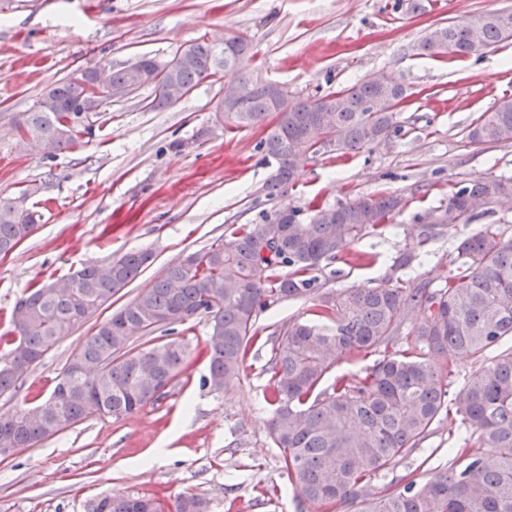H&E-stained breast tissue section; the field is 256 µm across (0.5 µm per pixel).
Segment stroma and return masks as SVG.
Here are the masks:
<instances>
[{"mask_svg":"<svg viewBox=\"0 0 512 512\" xmlns=\"http://www.w3.org/2000/svg\"><path fill=\"white\" fill-rule=\"evenodd\" d=\"M512 11V0H0V194L19 196L43 219L8 257H0V333L34 282L150 252L144 271L113 297L132 302L167 267L252 224L263 213L329 205L378 193L406 204L350 255L323 263L325 289L372 286L406 253L410 277L443 287L459 238L488 224L512 234V207L480 209L468 224L432 229L419 245L420 218L447 203L460 182L512 175V143L473 146V119L512 95V42L479 57H419L412 47L440 25L479 13ZM238 36L251 44L250 72L308 96L384 72L409 100L398 118L405 134L350 157L303 160L295 186L267 196L274 167L256 149L260 126L230 128L218 114L223 81H201L179 103L152 110V86L104 102L91 133L53 158L26 149L13 118L49 85L103 64L142 56L159 62L198 40ZM184 141L182 151L171 144ZM209 325L176 330L188 346L183 370L161 398L128 417H90L32 446L0 456V512H90L97 498L154 493L166 502L196 494L210 512H317L299 500L280 467L262 403L266 350L250 352L246 376L225 393L203 384ZM91 324L63 338L26 375L16 395L0 396V414L24 401L45 403L79 352ZM458 421L436 432L376 485L415 473L429 478L460 436ZM431 465H424V458ZM276 485L275 496L261 495Z\"/></svg>","mask_w":512,"mask_h":512,"instance_id":"obj_1","label":"stroma"}]
</instances>
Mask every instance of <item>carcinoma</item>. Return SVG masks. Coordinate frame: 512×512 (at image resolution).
I'll list each match as a JSON object with an SVG mask.
<instances>
[{
	"instance_id": "carcinoma-1",
	"label": "carcinoma",
	"mask_w": 512,
	"mask_h": 512,
	"mask_svg": "<svg viewBox=\"0 0 512 512\" xmlns=\"http://www.w3.org/2000/svg\"><path fill=\"white\" fill-rule=\"evenodd\" d=\"M512 41V12H487L464 27L430 31L415 55L466 58ZM172 68L143 56L109 68L111 86L151 85L153 109L173 105L168 87L191 91L200 81L231 74L252 84L246 105H224L233 127L260 125L257 144L276 173L266 185L272 197L296 183L295 161L320 155V138L331 134L334 153L348 156L402 136L398 112L386 101L380 73L338 90L302 98L238 70L224 51L206 40L176 53ZM90 71L46 89L34 107L14 120L29 149L52 155L91 132L92 121L74 111L85 95ZM276 119L268 121L272 111ZM469 143L512 141V97L497 100L471 123ZM512 200V176L463 181L448 204L435 211L451 216L447 226L468 224L473 205ZM0 195V255L13 251L35 229L37 212ZM405 205L396 194H377L347 204L315 201L286 212L273 210L255 224L235 227L229 237L188 254L134 301L95 322L71 362L86 372L60 375L53 406L28 419L21 410L0 414V447L25 448L47 439L63 419L76 424L92 416L139 413L180 372L187 346L154 333L208 318L203 354L204 384L224 392L245 376L250 350L261 341L259 314L273 299L312 301L307 316L266 337L270 356L263 372L268 432L281 449L282 469L301 498L322 508L356 512H512V236L488 224L462 238L444 287L390 276L375 286L323 291L318 271L356 241L379 229ZM146 252L112 261V276L97 266L78 272L72 290L49 284L30 288L16 303L11 330L0 337V395L16 394L32 366L73 330L107 309L149 262ZM146 347L129 343L134 332ZM407 347H390L401 334ZM380 353L360 375L331 376L349 354ZM481 364L468 383L451 392L453 371L439 358ZM454 416L469 432L448 466L425 480L402 476L381 491L372 481L409 457L445 419ZM91 512H209V503L183 495L173 504L141 494L99 499Z\"/></svg>"
}]
</instances>
